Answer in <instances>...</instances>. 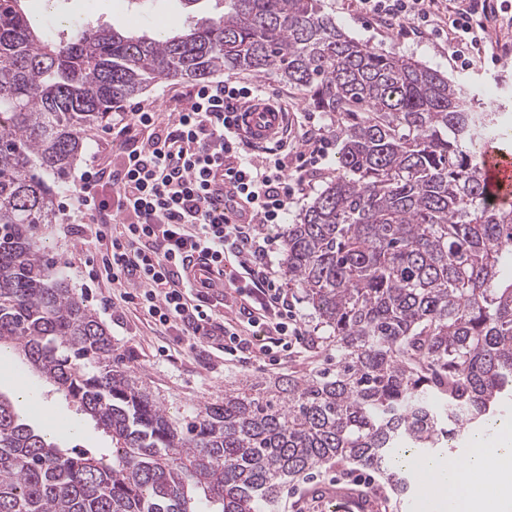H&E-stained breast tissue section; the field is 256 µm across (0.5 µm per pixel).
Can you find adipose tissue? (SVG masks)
I'll return each instance as SVG.
<instances>
[{"label":"adipose tissue","instance_id":"1","mask_svg":"<svg viewBox=\"0 0 512 512\" xmlns=\"http://www.w3.org/2000/svg\"><path fill=\"white\" fill-rule=\"evenodd\" d=\"M464 461L425 462L426 512H512V430L480 435Z\"/></svg>","mask_w":512,"mask_h":512}]
</instances>
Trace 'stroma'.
Here are the masks:
<instances>
[{
  "instance_id": "stroma-1",
  "label": "stroma",
  "mask_w": 512,
  "mask_h": 512,
  "mask_svg": "<svg viewBox=\"0 0 512 512\" xmlns=\"http://www.w3.org/2000/svg\"><path fill=\"white\" fill-rule=\"evenodd\" d=\"M327 11L336 23L354 39L418 59L448 75L450 79L470 86L483 107L512 115V55L506 61L485 59L466 68L455 63L444 40L426 32L400 30L399 26L365 15L357 0H325ZM45 13L75 15L88 26L104 24L117 29L133 28V14L137 8L132 0H53ZM495 88L494 97H487L486 88ZM41 245L55 268L65 277L73 291L82 297L97 318L104 324L114 345L113 363L131 368L144 375L156 399L172 416L199 408L217 397L231 382L257 376L272 382L287 375L289 369L302 367L304 354H296L283 364L271 365L262 361L227 362L217 344L205 342L190 348L185 337L175 332H156L143 313L122 310L113 317L104 298L111 294L107 283L94 284L80 276L74 268L79 259L80 239L76 226L50 225L41 239ZM28 382L36 394V403L26 406L24 415L32 426H40L39 416L51 412L57 417V438L62 447L79 448L93 454L110 453L112 444L90 421H83L79 432H72L71 422L76 418L72 404L54 388L38 380L24 361L11 352L0 353V394L15 398L21 382ZM347 469L346 464H332L314 471L303 480L286 484L281 492L280 512H318L314 493L321 483L333 481Z\"/></svg>"
}]
</instances>
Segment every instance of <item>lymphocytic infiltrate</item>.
<instances>
[{"label": "lymphocytic infiltrate", "instance_id": "1", "mask_svg": "<svg viewBox=\"0 0 512 512\" xmlns=\"http://www.w3.org/2000/svg\"><path fill=\"white\" fill-rule=\"evenodd\" d=\"M358 2L397 24L440 31L465 66L485 56L488 29L500 17L497 0L463 8L445 0ZM264 93L257 83L202 82L168 109L138 103L120 110L107 143L118 166L90 165L59 205L61 223L80 225L101 278L123 303L189 341H220L232 361L288 353L308 334L280 284L273 257L283 237L274 227L336 144L307 112L298 154L289 155L284 140L259 156L244 152L237 113ZM106 183L108 197L101 192ZM217 288L242 298L240 318L212 310L209 295Z\"/></svg>", "mask_w": 512, "mask_h": 512}]
</instances>
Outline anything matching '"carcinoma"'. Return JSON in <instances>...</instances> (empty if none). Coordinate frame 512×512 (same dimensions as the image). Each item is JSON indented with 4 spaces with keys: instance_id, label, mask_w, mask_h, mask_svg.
<instances>
[{
    "instance_id": "cac0c4a2",
    "label": "carcinoma",
    "mask_w": 512,
    "mask_h": 512,
    "mask_svg": "<svg viewBox=\"0 0 512 512\" xmlns=\"http://www.w3.org/2000/svg\"><path fill=\"white\" fill-rule=\"evenodd\" d=\"M159 38L33 21L0 0V348L22 352L112 441L67 452L0 394V512H271L330 463L399 493L402 452L447 448L512 403V204L490 200L480 147L508 131L466 87L361 43L323 0H215ZM274 75L336 125V175L287 225L288 286L325 366L240 381L173 419L114 369L112 336L38 244L86 132L161 80Z\"/></svg>"
}]
</instances>
